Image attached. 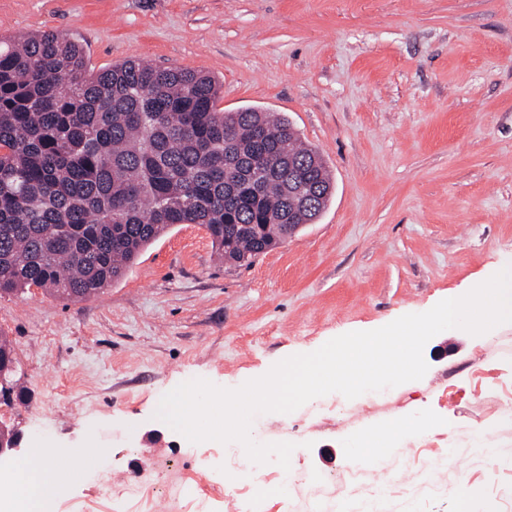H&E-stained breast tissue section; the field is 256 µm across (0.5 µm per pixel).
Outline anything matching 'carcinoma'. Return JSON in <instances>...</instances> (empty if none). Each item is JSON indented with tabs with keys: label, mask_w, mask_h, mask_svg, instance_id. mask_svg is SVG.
I'll return each mask as SVG.
<instances>
[{
	"label": "carcinoma",
	"mask_w": 512,
	"mask_h": 512,
	"mask_svg": "<svg viewBox=\"0 0 512 512\" xmlns=\"http://www.w3.org/2000/svg\"><path fill=\"white\" fill-rule=\"evenodd\" d=\"M218 94L188 69L95 73L52 31L0 38V296L97 295L178 224L242 266L314 223L333 190L320 155Z\"/></svg>",
	"instance_id": "1"
}]
</instances>
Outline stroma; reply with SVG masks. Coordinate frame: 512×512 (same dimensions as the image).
Listing matches in <instances>:
<instances>
[{
  "mask_svg": "<svg viewBox=\"0 0 512 512\" xmlns=\"http://www.w3.org/2000/svg\"><path fill=\"white\" fill-rule=\"evenodd\" d=\"M49 30L97 71L133 59L215 77L219 108L286 116L333 174L318 220L250 265L181 224L95 297L0 298L31 393L0 402V420L29 442L109 451L111 484L81 467L53 512H114L130 487L155 488L146 512H186L191 491L236 512L255 475L155 419L159 395L239 386L428 311L512 253V0H0V36ZM423 357L422 379L384 394L257 415L265 442L296 448L289 498L258 492L253 512H454L457 488L472 512H512V323L441 332ZM405 416L417 432L382 437ZM369 436L370 462L354 464ZM444 448L450 464L427 468Z\"/></svg>",
  "mask_w": 512,
  "mask_h": 512,
  "instance_id": "1",
  "label": "stroma"
}]
</instances>
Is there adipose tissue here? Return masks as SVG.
<instances>
[{
  "label": "adipose tissue",
  "instance_id": "1",
  "mask_svg": "<svg viewBox=\"0 0 512 512\" xmlns=\"http://www.w3.org/2000/svg\"><path fill=\"white\" fill-rule=\"evenodd\" d=\"M73 469L72 459L59 448H39L12 469L7 485L13 494L15 512H44L53 475Z\"/></svg>",
  "mask_w": 512,
  "mask_h": 512
}]
</instances>
